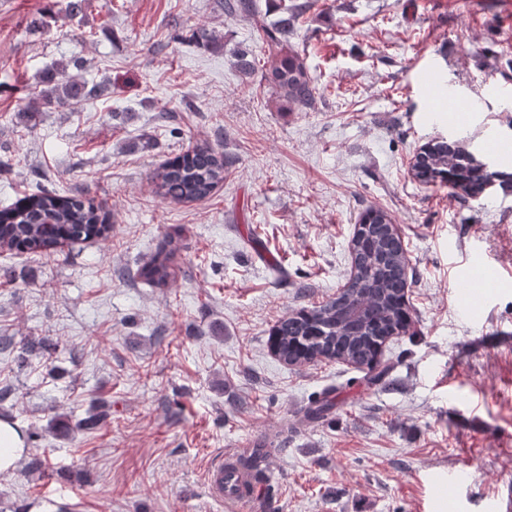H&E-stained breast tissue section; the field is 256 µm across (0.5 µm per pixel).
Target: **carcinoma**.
Here are the masks:
<instances>
[{"instance_id": "cac0c4a2", "label": "carcinoma", "mask_w": 512, "mask_h": 512, "mask_svg": "<svg viewBox=\"0 0 512 512\" xmlns=\"http://www.w3.org/2000/svg\"><path fill=\"white\" fill-rule=\"evenodd\" d=\"M309 3L284 7L287 15L272 26H261L270 44L269 67L261 78L279 100L290 107L307 108L314 100L312 78L303 58L288 43L294 22ZM224 10L239 16L255 14L254 0H224ZM43 106H72L91 96L95 87L68 74V65L56 64L43 76ZM230 161L224 151L209 144L196 146L160 165L152 173L155 194L170 202L205 199L224 181ZM498 176L474 161L471 152L456 141H436L419 159L415 177L429 184L439 181L468 198L478 197ZM388 215L380 209L363 213L351 239L350 253L357 272L336 296L312 309L281 318L270 344L288 364L321 358L336 359L372 372L381 382L388 368H378V355L386 339L406 331L409 311L404 294L413 287L402 242L390 229ZM112 231L109 214L80 193L61 195L45 191L0 209V248L33 252L64 242L104 238ZM176 248L159 249L138 276L156 286H166L172 276Z\"/></svg>"}]
</instances>
